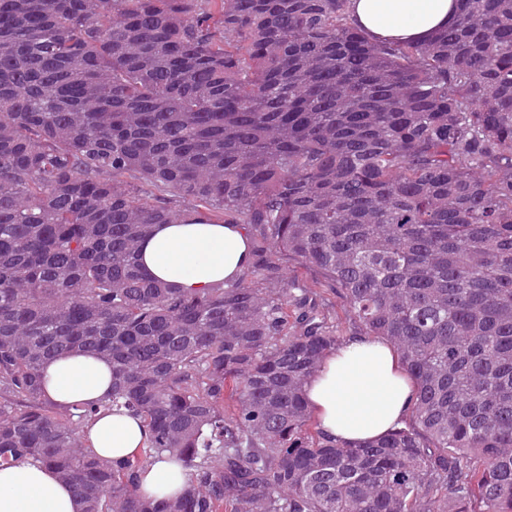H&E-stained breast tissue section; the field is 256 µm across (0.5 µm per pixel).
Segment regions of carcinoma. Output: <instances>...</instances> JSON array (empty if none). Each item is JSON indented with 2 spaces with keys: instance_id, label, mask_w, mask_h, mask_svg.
<instances>
[{
  "instance_id": "1",
  "label": "carcinoma",
  "mask_w": 512,
  "mask_h": 512,
  "mask_svg": "<svg viewBox=\"0 0 512 512\" xmlns=\"http://www.w3.org/2000/svg\"><path fill=\"white\" fill-rule=\"evenodd\" d=\"M346 5L0 0V466L55 470L84 512H512V0L399 44ZM216 213L250 238L237 279L148 277L154 225ZM284 257L396 348L408 425L312 430L339 336ZM73 352L112 364L140 458L44 398ZM162 453L189 481L147 498Z\"/></svg>"
}]
</instances>
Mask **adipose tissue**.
Returning a JSON list of instances; mask_svg holds the SVG:
<instances>
[{"instance_id":"ef3b65f1","label":"adipose tissue","mask_w":512,"mask_h":512,"mask_svg":"<svg viewBox=\"0 0 512 512\" xmlns=\"http://www.w3.org/2000/svg\"><path fill=\"white\" fill-rule=\"evenodd\" d=\"M459 0H349L352 19L371 38L424 42L457 18ZM250 261L243 225L213 224L190 217L178 224L155 225L141 249V265L154 280L188 292H203L233 281ZM46 396L55 404L94 405L98 411L85 429L89 447L114 462L138 456L148 442L143 420L129 412L104 409L112 391V366L90 354H64L44 369ZM332 442L367 443L402 427L415 400L392 345L356 336L329 354L305 387ZM185 470L169 455L145 463L141 494L158 499L178 495ZM73 489L50 468L24 462L0 468V512H80Z\"/></svg>"}]
</instances>
